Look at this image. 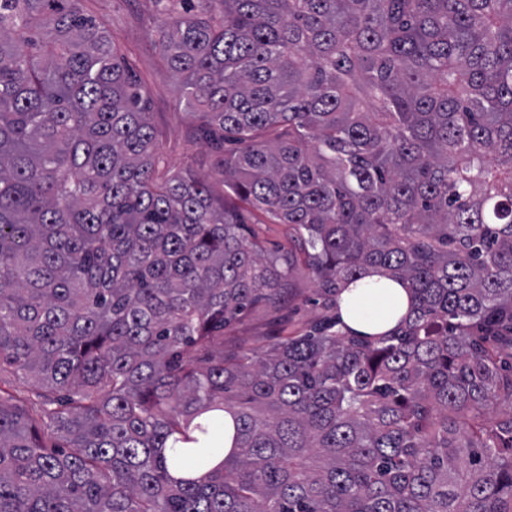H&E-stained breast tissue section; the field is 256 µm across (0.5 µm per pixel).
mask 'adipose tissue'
<instances>
[{"mask_svg":"<svg viewBox=\"0 0 512 512\" xmlns=\"http://www.w3.org/2000/svg\"><path fill=\"white\" fill-rule=\"evenodd\" d=\"M339 306L342 323L354 332L385 333L395 328L408 313L409 288L372 270L341 292Z\"/></svg>","mask_w":512,"mask_h":512,"instance_id":"adipose-tissue-1","label":"adipose tissue"}]
</instances>
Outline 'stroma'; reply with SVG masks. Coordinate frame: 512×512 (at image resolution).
Instances as JSON below:
<instances>
[{"label": "stroma", "mask_w": 512, "mask_h": 512, "mask_svg": "<svg viewBox=\"0 0 512 512\" xmlns=\"http://www.w3.org/2000/svg\"><path fill=\"white\" fill-rule=\"evenodd\" d=\"M85 8L105 23L127 68L140 82L169 169L197 174L213 172L219 155L195 139V119L181 101L175 81L165 73L160 59L156 31L165 14L158 0H85ZM291 286L293 292L288 302L245 310L226 328V335L259 352L266 347L276 318H285V328L292 333L307 330L327 316L323 299L304 266L294 269Z\"/></svg>", "instance_id": "stroma-1"}]
</instances>
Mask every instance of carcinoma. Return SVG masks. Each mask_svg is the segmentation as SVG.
I'll return each instance as SVG.
<instances>
[{
	"label": "carcinoma",
	"instance_id": "obj_1",
	"mask_svg": "<svg viewBox=\"0 0 512 512\" xmlns=\"http://www.w3.org/2000/svg\"><path fill=\"white\" fill-rule=\"evenodd\" d=\"M158 34L293 247L166 169L83 0H0V512H512V0H197ZM300 263L408 314L224 340ZM339 306L342 323L354 332L385 333L408 313L409 288L406 283L371 270L340 293Z\"/></svg>",
	"mask_w": 512,
	"mask_h": 512
}]
</instances>
